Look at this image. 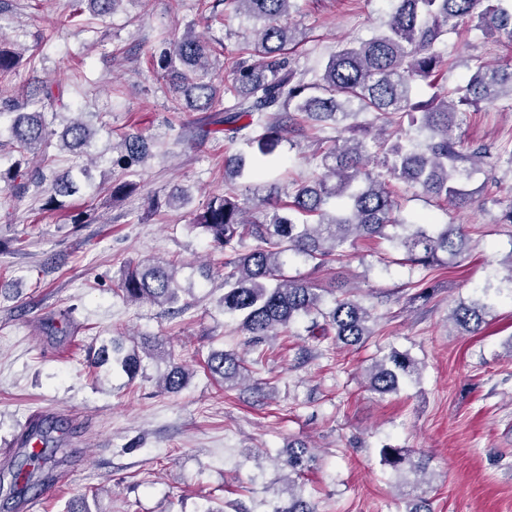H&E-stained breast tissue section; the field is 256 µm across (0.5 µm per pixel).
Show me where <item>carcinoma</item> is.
Listing matches in <instances>:
<instances>
[{
	"label": "carcinoma",
	"mask_w": 512,
	"mask_h": 512,
	"mask_svg": "<svg viewBox=\"0 0 512 512\" xmlns=\"http://www.w3.org/2000/svg\"><path fill=\"white\" fill-rule=\"evenodd\" d=\"M88 2L94 15L113 13L120 0H70L65 22L76 23ZM292 0H224L225 7L261 22L253 64L228 62L229 86L213 79V53L217 48L192 29L180 36L173 49L159 54L157 74L171 93V109L206 112L212 125L223 126L224 141L243 149L224 158V174L231 178L259 179L270 166L285 133L304 136L298 117L336 131V136L316 141L312 154L315 173L279 196L275 189L252 206L233 190L214 194L192 213L191 223L210 239L212 250L224 255V314L239 319L249 336L248 347L259 349L271 336H290L301 321H310V336H332L338 346L361 345L374 335L377 321L371 308L350 292L326 302V289L312 280L285 274L293 255L319 268L355 248L363 237L383 239L401 250L411 266L425 269L457 258L468 244L463 224H436L430 218L407 221L388 182L396 180L443 205L467 208L486 199L467 189L472 172L480 168L482 152H468L455 135L459 108L478 109L503 97L512 100V68L478 63L458 97L437 92L428 101L415 100L416 86L433 87L443 75L440 45L448 31L471 24L489 33L512 38V5L487 0H391L385 28L369 40L346 46L332 55L314 82L288 64L285 51L297 43L292 26L284 23ZM26 50L0 38V99L22 101L9 126L13 151L7 167L0 166V184L12 195H33L54 208L57 197L77 192L73 171L32 169L28 155L45 152L53 135L43 111L44 102L62 104L59 84L25 90L8 87L1 79L29 63ZM233 104L218 108L224 95ZM361 114L373 118L357 121ZM95 135L84 113L76 110L60 135L61 148L87 153ZM116 163L130 168L153 155L152 143L137 134L121 137ZM136 189V183L114 181L95 186L118 201ZM178 268L166 259L131 263L124 269L117 291L128 302L172 305L182 287ZM488 304L459 302L453 321L469 334L481 333ZM90 365L110 364L134 378L141 359L136 350L124 351L122 342L112 347L89 348ZM206 368L229 388L249 376L246 360L233 351H212ZM369 390L385 394L419 379L418 362L410 353L390 350L368 369ZM190 371L170 360L159 381L166 392L187 386ZM380 462L397 473L416 476L413 488L425 480L419 475L427 460L412 451L384 446ZM313 461L308 446L296 440L281 467L288 482L279 489L285 502L273 512H316L309 501L294 493L302 471Z\"/></svg>",
	"instance_id": "carcinoma-1"
}]
</instances>
